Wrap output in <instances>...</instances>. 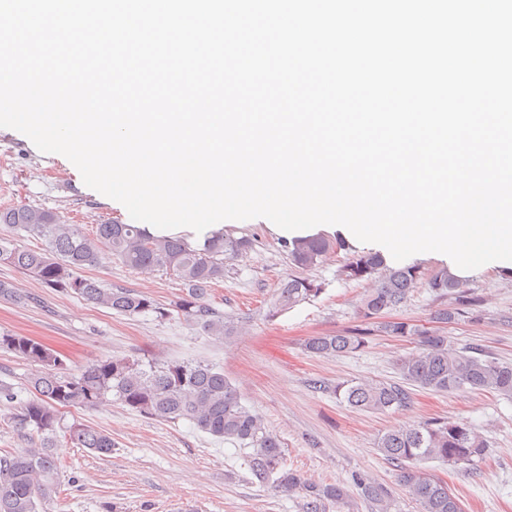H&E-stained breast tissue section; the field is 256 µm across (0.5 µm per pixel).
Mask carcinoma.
<instances>
[{
  "instance_id": "1",
  "label": "carcinoma",
  "mask_w": 512,
  "mask_h": 512,
  "mask_svg": "<svg viewBox=\"0 0 512 512\" xmlns=\"http://www.w3.org/2000/svg\"><path fill=\"white\" fill-rule=\"evenodd\" d=\"M1 225L42 240V248L34 250L0 235V262L31 275L46 288L74 293L122 316L164 320L177 314L208 336L229 339L238 334L237 323L215 308L209 296L212 286L224 280L229 262L252 248L248 237L235 238L219 228L210 231L203 243L193 244L185 237L154 235L137 224L116 223L99 224L88 233L77 224L63 223L53 211L27 204L0 210ZM286 247L289 262L302 271L317 266L331 252L343 251L346 259L339 276L371 284L358 307L364 326L311 336L304 344L307 353L324 357L355 352L380 332L413 344L396 362L403 380L434 392L474 389L512 398V365L486 355L478 344L467 351L448 345L443 329L480 303L450 270L443 267L427 274L417 264L393 266L383 252L354 250L340 236L296 237ZM105 255L134 269L166 271L181 282L184 292L162 304L127 288H104L81 275ZM423 280L435 297L449 298L452 304L436 310L429 323L385 319ZM323 291L316 280L292 275L280 283L266 317L274 320ZM0 350L38 365L27 380L28 398L0 386V401L13 405L8 423L30 439V447L0 454V512H51L58 489L54 453L58 432L77 448L99 455L112 452L109 434L80 422L61 426L62 410L93 409L110 399L146 418L187 420L202 432L252 449L245 464L253 479L277 493L299 495L302 512H329L331 507L350 505L345 486L308 481L288 467L281 440L242 404L238 388L224 371L208 363L112 357L69 373L57 351L32 337L2 334ZM333 391L350 407L365 412L386 413L410 403L409 392L397 383H338ZM377 448L397 467L399 485L419 512H463L448 483L427 473L423 464L438 461L474 469L487 453L486 442L466 421L428 420L394 427L378 437ZM354 484L371 512H395L394 499L383 485L367 475L356 476Z\"/></svg>"
}]
</instances>
